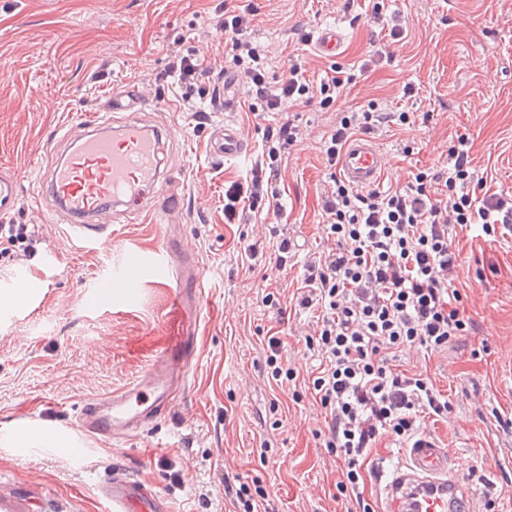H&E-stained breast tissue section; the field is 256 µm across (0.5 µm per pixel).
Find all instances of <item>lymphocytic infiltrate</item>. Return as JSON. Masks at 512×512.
<instances>
[{"label": "lymphocytic infiltrate", "mask_w": 512, "mask_h": 512, "mask_svg": "<svg viewBox=\"0 0 512 512\" xmlns=\"http://www.w3.org/2000/svg\"><path fill=\"white\" fill-rule=\"evenodd\" d=\"M221 26L231 36L235 67L252 85L251 111L276 112L283 102L313 93L327 108L357 82L353 70L339 66L334 76L313 87L296 63L277 85H270L265 62L250 40L248 13L227 15ZM381 120L372 109L343 116L325 148L328 165L336 166L351 137L371 133ZM296 139L290 122L266 128L261 158L249 178L224 190L227 220L239 217L244 205L282 216L283 206L267 186L278 175L282 151ZM471 149L462 136L450 147L453 172L441 187H433L432 177L421 171L402 191L364 193L340 180L324 198L336 249L308 265L299 303L321 310L315 334L305 339L320 360L310 388L325 411L324 446L342 463L336 496L345 512H374L360 483L377 440L385 435L417 439L425 416L444 420L451 409L430 379L395 369L389 355L416 344L439 351L470 329L455 305L460 253L448 236L449 225L478 224L487 234L497 225H512V200L477 195L484 179Z\"/></svg>", "instance_id": "1"}]
</instances>
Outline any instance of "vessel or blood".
I'll list each match as a JSON object with an SVG mask.
<instances>
[{
  "instance_id": "vessel-or-blood-1",
  "label": "vessel or blood",
  "mask_w": 512,
  "mask_h": 512,
  "mask_svg": "<svg viewBox=\"0 0 512 512\" xmlns=\"http://www.w3.org/2000/svg\"><path fill=\"white\" fill-rule=\"evenodd\" d=\"M342 42L333 28L319 30L315 46L326 57H335ZM148 108L137 87L117 86L107 98V111L124 113L111 123L106 113L86 115L78 127L56 126L51 141L67 142L62 160L38 168V190L34 205L52 200L63 212L74 238L83 244H97L112 236L106 225L96 223L100 212L114 213L128 208L152 189L160 201L145 216L147 223L164 226L168 214L183 207L184 195L168 187L162 166L181 164L186 148L162 154L163 131L142 117ZM207 153L217 161L246 158L251 150L240 126L220 121L207 130ZM388 163L374 139L367 135L351 138L342 148L337 169L347 185L366 190L378 185ZM19 177L9 169L0 170V219L10 218L19 202ZM172 274L171 304L178 318L198 313L203 301L204 274L195 256L179 238L164 236L152 254L116 271L114 287L122 288L146 274ZM197 356V338L189 329L177 332L155 357L137 382L112 394L88 401L81 407L76 423L85 436L112 441L131 436L155 425L168 414L185 387L188 368ZM107 512H171L163 495L149 492L132 477H112L100 489ZM387 512H473L472 496L447 448L423 436L406 449L402 464L386 488Z\"/></svg>"
}]
</instances>
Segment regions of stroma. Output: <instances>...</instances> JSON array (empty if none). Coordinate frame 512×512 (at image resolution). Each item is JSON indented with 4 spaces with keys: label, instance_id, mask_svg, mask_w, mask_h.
<instances>
[{
    "label": "stroma",
    "instance_id": "obj_1",
    "mask_svg": "<svg viewBox=\"0 0 512 512\" xmlns=\"http://www.w3.org/2000/svg\"><path fill=\"white\" fill-rule=\"evenodd\" d=\"M247 3L270 80L297 60L315 86L339 65L364 73L331 109L299 101L283 112H252L251 87L240 83L230 117L249 135L251 156L214 162L196 113L232 64L222 15ZM377 7L381 25L369 21ZM395 17L405 29L396 43L387 27ZM328 25L343 36L334 61L311 43ZM302 34L307 42H299ZM177 49L197 52L208 78L172 72ZM0 67L7 74L0 167L20 177L13 221L33 227L36 239L32 251L0 257V493L24 499L27 512H103L100 486L125 473L164 495L172 512H235L224 496L229 476L259 483L268 512H343L334 497L340 464L317 436L324 410L304 384L319 365L304 342L318 311L299 308L295 298L306 265L335 246L321 211L320 194L332 184L324 144L342 113L372 103L382 112L429 110L430 123H384L374 132L398 173L379 191L405 188L421 170H451L448 149L464 136L486 191L512 196V0H0ZM124 83L148 98L151 124L192 147L171 173L188 205L169 216L168 229L196 255L205 296L199 358L175 408L114 447L76 432L75 419L85 401L135 382L175 332L164 280L145 276L126 292L108 281L161 240L134 209L117 219L102 213L111 243L79 248L62 213L32 206L31 173L52 160V129L101 111L112 87ZM408 83L415 96H404ZM285 121L299 131L273 186L285 217L258 211L247 223H225V183L245 178L265 128ZM284 237L293 247L282 266ZM456 239L455 286L473 328L440 352L404 349L399 363L447 395V420H426L423 430L451 448L475 512H512V229L489 236L475 224ZM251 243L261 253L252 267L241 259ZM20 282L31 286L30 297L7 304ZM270 293L278 305L266 303ZM273 334L299 375L281 386L265 365V338ZM21 424L72 434L79 450L14 447ZM404 448L386 437L375 450L380 474L365 485L375 512L385 506L384 487Z\"/></svg>",
    "mask_w": 512,
    "mask_h": 512
}]
</instances>
